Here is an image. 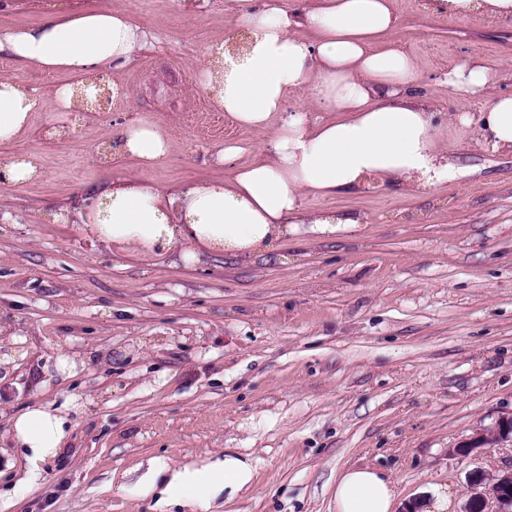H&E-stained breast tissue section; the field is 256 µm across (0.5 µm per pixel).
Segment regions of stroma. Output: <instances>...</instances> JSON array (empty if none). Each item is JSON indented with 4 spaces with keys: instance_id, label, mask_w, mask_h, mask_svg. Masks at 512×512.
Returning <instances> with one entry per match:
<instances>
[{
    "instance_id": "35a3bbf8",
    "label": "stroma",
    "mask_w": 512,
    "mask_h": 512,
    "mask_svg": "<svg viewBox=\"0 0 512 512\" xmlns=\"http://www.w3.org/2000/svg\"><path fill=\"white\" fill-rule=\"evenodd\" d=\"M425 3L394 0L391 34L422 104L478 116L481 100L442 80L471 61L498 64L497 90L512 93V22L429 19ZM86 11L148 30L128 63L103 70L102 109L60 107L73 77L0 55V81L38 100L28 128L0 143V170L42 168L0 179V483L26 476L14 417L67 403L72 422L62 458L0 512H156L141 490L152 467L227 452L255 475L216 512H334L336 478L355 464L392 476L407 502L447 486L462 512L473 472L512 466L507 444L456 452L512 416V151L446 130L463 179L305 199L360 222L289 236L261 258L120 249L91 232L89 203L132 183L178 194L223 182L260 160L272 132L217 110L199 75L233 26L232 0H0V29ZM136 120L172 141L149 166L116 154V130ZM229 142L242 152L216 162Z\"/></svg>"
}]
</instances>
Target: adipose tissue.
I'll list each match as a JSON object with an SVG mask.
<instances>
[{"label":"adipose tissue","mask_w":512,"mask_h":512,"mask_svg":"<svg viewBox=\"0 0 512 512\" xmlns=\"http://www.w3.org/2000/svg\"><path fill=\"white\" fill-rule=\"evenodd\" d=\"M235 25L249 36L241 56L223 55L201 75L216 106L241 127L272 128L265 161L234 171L221 185H199L167 195L148 184L109 193L94 215L95 234L121 247L150 251L174 242L230 257L270 250L298 232L320 237L356 226L355 218L308 212L303 201L366 187L368 181L408 190L433 188L464 176L434 121L415 101L419 72L394 45L378 46L396 23L392 0H234ZM429 14L456 20L474 11L512 19V0H428ZM314 32L306 41L298 29ZM141 25L122 13H80L40 27L0 32V54L48 71L84 74L128 62L142 41ZM498 67L474 61L449 70V90L480 97L479 117L452 112L449 126L476 125L481 141L512 150V94L496 92ZM299 97L289 106V97ZM335 116H315L318 106ZM36 101L18 83L0 82V141L27 125ZM122 154L144 162L165 156L171 141L153 124L134 121L116 134ZM63 409L46 404L12 421V441L28 463L26 478L12 488L22 498L43 465L68 443ZM166 495L190 512H209L220 491L236 494L253 479L252 463L228 454L200 467L161 465ZM401 500L396 480L369 465H353L336 479V512H395Z\"/></svg>","instance_id":"1"}]
</instances>
